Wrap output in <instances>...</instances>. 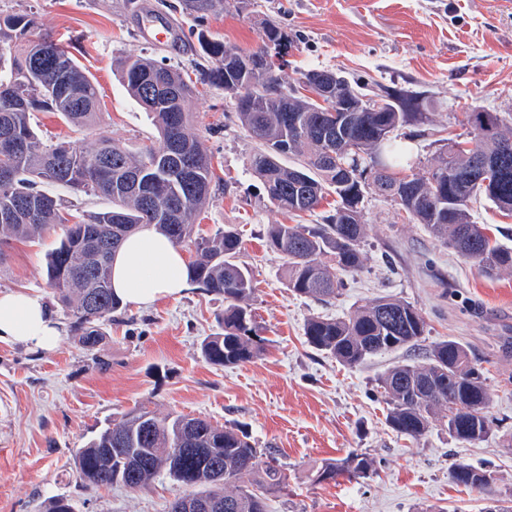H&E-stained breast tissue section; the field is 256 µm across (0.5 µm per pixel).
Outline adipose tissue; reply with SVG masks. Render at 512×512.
<instances>
[{
    "instance_id": "1",
    "label": "adipose tissue",
    "mask_w": 512,
    "mask_h": 512,
    "mask_svg": "<svg viewBox=\"0 0 512 512\" xmlns=\"http://www.w3.org/2000/svg\"><path fill=\"white\" fill-rule=\"evenodd\" d=\"M112 288L123 302L146 307L164 297L184 294L189 272L179 247L155 228L132 235L115 255ZM15 341L35 353L57 346L59 324L41 296L23 289L0 290V340Z\"/></svg>"
}]
</instances>
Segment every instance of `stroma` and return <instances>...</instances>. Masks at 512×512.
I'll return each mask as SVG.
<instances>
[{"mask_svg":"<svg viewBox=\"0 0 512 512\" xmlns=\"http://www.w3.org/2000/svg\"><path fill=\"white\" fill-rule=\"evenodd\" d=\"M27 14L36 19L28 39H61L94 77L101 101L91 131L52 112L35 113L32 123L45 143L84 147L101 132L136 156L157 145L156 127L121 85L126 58H150L199 80L190 130L204 140L215 178L195 231L239 232V261L253 275L249 304L265 350L243 364L207 363L200 345L219 332L225 302L196 285L147 308L121 305L100 321L99 344L86 349L46 284L54 235L13 242L0 264V290L39 294L61 337L43 354L0 341V512H46L55 496L68 498L75 512H168L179 492L169 479L139 492L92 489L73 464L77 448L142 405L162 416L241 426L258 447L274 449L288 487L270 495L268 512H484L490 494L512 493V273L484 274L371 191L362 268L345 276L331 305L294 294L282 257L267 245L268 229L322 223L334 201L293 215L269 200L249 163L256 143L241 127L233 99L200 81L217 62L203 57L198 44L204 34L248 54L262 46L271 20L288 33L279 71L285 86H299L305 73L321 69L368 93L380 84L425 92L429 122L402 129L409 160L423 167L443 139L472 137L469 106L499 112L512 126V0H244L205 16L183 12L182 0H0V17ZM154 14L172 24V41H147L142 28ZM381 296L409 301L423 316L426 332L417 348L350 368L307 343L311 316L344 317ZM448 339L481 367L495 431L475 444L452 439L438 422L417 440L397 435L385 421L378 378L396 363H422L434 343ZM356 452L373 458L369 478L316 481L323 464ZM461 460L494 472L493 493L452 481Z\"/></svg>","mask_w":512,"mask_h":512,"instance_id":"obj_1","label":"stroma"}]
</instances>
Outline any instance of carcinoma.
<instances>
[{
    "label": "carcinoma",
    "mask_w": 512,
    "mask_h": 512,
    "mask_svg": "<svg viewBox=\"0 0 512 512\" xmlns=\"http://www.w3.org/2000/svg\"><path fill=\"white\" fill-rule=\"evenodd\" d=\"M230 0H183L189 14L206 15L227 9ZM35 19L26 15L0 18V163L8 165L10 184L0 185V249L13 240L40 241L56 230L59 240L47 253V285L74 318L82 344L94 348L98 323L118 310L112 292V255L122 242L144 225H152L177 246L194 253L190 279L227 302L221 331L203 340L201 354L214 365L249 362L263 351V339L251 325L247 301L253 289L249 269L237 261L241 240L228 228L214 238L194 235L195 221L210 196L214 178L212 157L201 138L188 132L194 87L176 69L146 58H129L120 75L129 96L150 114L159 133L158 146L137 158L111 137L98 134L88 148L68 143L46 145L30 122L33 112H54L74 126H90L99 107L92 78L69 55L63 44L42 39L44 58L32 65L26 32ZM264 37L281 46L288 33L275 23L264 26ZM204 54L222 65L208 72L210 83L230 78L256 107L237 110L245 131L261 142L250 157L251 168L265 183L270 201L287 213L317 207L326 195L336 206L326 223L273 224L269 248L285 261L286 284L294 293L328 303L343 286L342 275L363 263L365 235L363 203L367 190L400 206L430 234L475 261L482 272L512 273V249L491 239L473 221L470 203L485 197L499 211L512 215V128L496 112L474 108L468 123L474 137L450 140L423 172L405 174L402 154L393 145L398 128L428 120L424 92L379 87L388 109L377 112L373 100L347 81L323 102L292 93L273 97L267 87L280 83L276 70L263 62L269 46L251 53L250 66L234 71L225 65L236 52L223 43L201 42ZM152 72L177 90L165 100L149 98L139 76ZM22 94L27 104L12 108L6 96ZM302 157L296 166L280 158ZM376 168L373 180L364 177L366 165ZM70 192H93L112 207L75 222L48 186ZM163 190L159 205L147 207L140 193ZM426 324L408 302L378 297L358 306L347 317L313 316L305 325L307 342L347 366L389 351L412 348L424 336ZM387 398L386 423L396 433L418 439L432 421H443L448 435L474 444L493 432L488 416L490 398L480 368L455 340L434 344L425 361L393 366L380 380ZM476 406L472 417H453L451 404ZM267 455L263 475L255 477L257 461ZM373 459L352 453L324 464L317 480L340 477L358 481L373 471ZM74 466L81 483L90 488L122 485L145 489L163 475L179 487L170 512H267L268 494L286 484L287 475L272 452H263L235 427H218L202 417L158 418L144 407L112 421L83 447L76 449ZM460 485L492 492L495 478L486 467L461 461L450 472Z\"/></svg>",
    "instance_id": "1"
}]
</instances>
